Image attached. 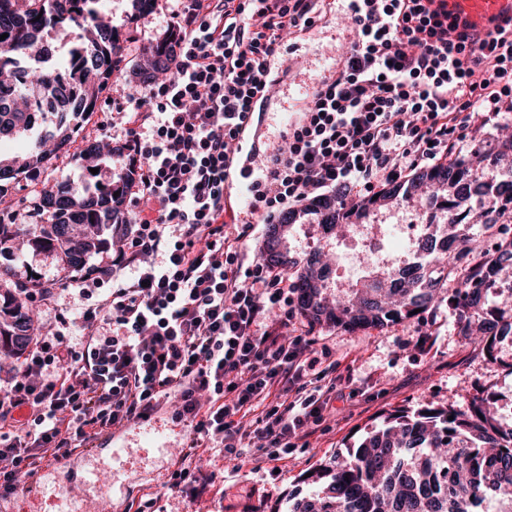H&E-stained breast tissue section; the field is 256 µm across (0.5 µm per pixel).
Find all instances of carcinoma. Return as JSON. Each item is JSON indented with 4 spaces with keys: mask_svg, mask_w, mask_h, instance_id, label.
<instances>
[{
    "mask_svg": "<svg viewBox=\"0 0 512 512\" xmlns=\"http://www.w3.org/2000/svg\"><path fill=\"white\" fill-rule=\"evenodd\" d=\"M107 17L104 0H0V35L8 34L0 40V76L10 77L0 79V103L8 102L0 106V183L41 165L45 142L66 146L74 132L67 116L96 110L102 84L121 62V34ZM65 26L77 30L67 55L55 57L49 68L32 67L34 61L54 57L48 38ZM175 46L169 35L148 48L153 69L170 70ZM50 114L59 116L53 130L34 141L18 140ZM489 163L497 160L480 153L419 170L354 209L342 207L344 192L309 206L319 224L332 230L397 208L413 197V190L425 187L429 198L441 202L444 216L442 223L428 224L413 244L423 260L414 268H378L333 294L326 267L315 268L317 252L302 266L285 246L275 257L266 245L263 253L294 277L300 312L312 324L384 328L446 299L463 334L473 336L486 359L495 361L498 343L512 335V322L501 325L487 317L482 299L512 267V234L495 231L512 225V169L487 179ZM133 173L127 169L107 192L89 187L81 197L59 182L40 199L48 223L0 220V243L28 235L39 248L61 251L68 267L84 268L91 254L107 246L106 232L125 229L124 198L114 192ZM489 223L492 241L472 246L473 225ZM30 326L26 304L12 293L0 295V360L15 358L27 347ZM305 482L314 491L290 495L288 512H485L490 498L495 512H512V426L496 419V400L489 393L472 399L465 411L448 405L391 414L382 428L346 449L341 461L320 466Z\"/></svg>",
    "mask_w": 512,
    "mask_h": 512,
    "instance_id": "carcinoma-1",
    "label": "carcinoma"
}]
</instances>
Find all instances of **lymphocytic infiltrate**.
Segmentation results:
<instances>
[{
  "instance_id": "obj_1",
  "label": "lymphocytic infiltrate",
  "mask_w": 512,
  "mask_h": 512,
  "mask_svg": "<svg viewBox=\"0 0 512 512\" xmlns=\"http://www.w3.org/2000/svg\"><path fill=\"white\" fill-rule=\"evenodd\" d=\"M431 3L342 0L355 36L334 82L313 81L264 151L243 222L224 173L239 126L278 82L268 57L322 5L168 0L171 76L114 107L113 131L143 160L121 186L131 229L106 264L41 291L47 305L74 289L103 294L76 318L56 314L0 385L1 493L165 405L189 427L173 492L206 494L224 474L204 456L245 464L249 439L271 462L307 447L336 393L332 350L300 319L288 276L262 257L245 261L242 246L308 198L346 185L362 199L462 156L512 112V27L479 39Z\"/></svg>"
}]
</instances>
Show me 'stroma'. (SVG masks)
<instances>
[{"mask_svg": "<svg viewBox=\"0 0 512 512\" xmlns=\"http://www.w3.org/2000/svg\"><path fill=\"white\" fill-rule=\"evenodd\" d=\"M112 23L129 29L121 42L122 60L117 71L101 91V98H116L125 90H144L145 84L134 71L135 65L147 64L148 47L162 38L166 29L162 17L165 0H154L151 9L135 20H127L129 0H110ZM349 22L338 11L322 16L315 29L288 41V50L282 55L289 73L286 86L288 96H272L266 109L270 112L296 113L304 103L294 89L301 79L302 67L318 65L327 56H341L349 47L344 34ZM110 113L95 111L83 117L73 141L60 149L50 150L47 160L36 172L20 177L18 181L0 186V211L21 208L39 200L46 191L61 181L69 182L73 191L80 193L92 182H107L129 167L132 157L122 138L108 141L109 150L98 157L97 176H88L78 156L91 142L103 141L99 128L110 125ZM441 220L438 206L415 195L404 206L384 210L370 217L379 224H409L413 235H420L424 218ZM352 233L346 228L333 231L324 238L316 215L301 218L290 231L286 245L291 256L304 260L310 251L323 250V259L337 268L339 274L330 281L332 288H346L354 284V256L350 248ZM0 268L8 269V276L0 278V293L15 286L17 275L36 274L48 280L62 271L57 253L35 249L29 239H20L14 250L0 253ZM318 334L336 354L338 374L353 371L357 382L338 384L336 397L325 413V419L310 437L309 447L297 449L279 471H272L270 463L257 460L244 467L234 462L214 458L210 467L223 470L224 482L203 497L177 493L162 498L159 512H286L289 493L300 487L306 474L320 464L344 454L347 446L382 424L389 413L411 410L423 405L452 404L467 409L473 396L482 391L495 393L501 422L512 424V340L498 346L497 363H489L484 355L463 336L455 313L447 304H439L423 311L410 322L394 324L383 329L346 331L334 327H320ZM427 334L431 344L418 349V336ZM121 444L130 447V454L114 458L113 487L110 491L119 512L157 488L160 469L174 458L180 444L172 442L168 449H160L141 442L131 427L118 432Z\"/></svg>", "mask_w": 512, "mask_h": 512, "instance_id": "stroma-1", "label": "stroma"}]
</instances>
